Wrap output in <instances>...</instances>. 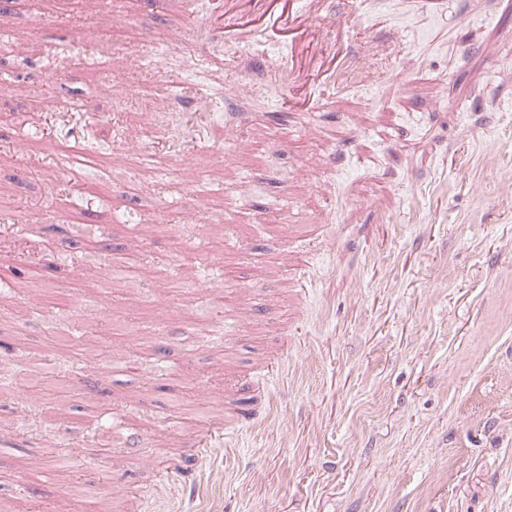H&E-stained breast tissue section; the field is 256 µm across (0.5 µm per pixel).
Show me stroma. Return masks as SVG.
I'll list each match as a JSON object with an SVG mask.
<instances>
[{
    "label": "stroma",
    "mask_w": 512,
    "mask_h": 512,
    "mask_svg": "<svg viewBox=\"0 0 512 512\" xmlns=\"http://www.w3.org/2000/svg\"><path fill=\"white\" fill-rule=\"evenodd\" d=\"M183 9L0 0V362H79L54 435L14 431L28 374L0 394V512H512V0H362L381 76L316 115L269 92L284 42ZM115 411L145 446L72 458Z\"/></svg>",
    "instance_id": "obj_1"
}]
</instances>
